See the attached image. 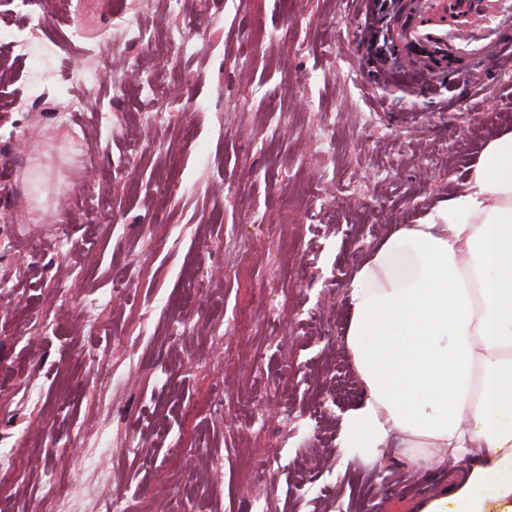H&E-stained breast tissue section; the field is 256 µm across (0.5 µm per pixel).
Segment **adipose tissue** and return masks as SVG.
I'll list each match as a JSON object with an SVG mask.
<instances>
[{"instance_id":"1","label":"adipose tissue","mask_w":512,"mask_h":512,"mask_svg":"<svg viewBox=\"0 0 512 512\" xmlns=\"http://www.w3.org/2000/svg\"><path fill=\"white\" fill-rule=\"evenodd\" d=\"M347 299L363 396L338 448L375 466L396 439L415 466L458 465L421 512H512V131L376 244Z\"/></svg>"}]
</instances>
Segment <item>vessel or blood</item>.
Segmentation results:
<instances>
[{"label": "vessel or blood", "mask_w": 512, "mask_h": 512, "mask_svg": "<svg viewBox=\"0 0 512 512\" xmlns=\"http://www.w3.org/2000/svg\"><path fill=\"white\" fill-rule=\"evenodd\" d=\"M512 30V0H416L400 24L407 50L437 47L451 57L478 61L493 54L512 56L501 41Z\"/></svg>", "instance_id": "vessel-or-blood-1"}]
</instances>
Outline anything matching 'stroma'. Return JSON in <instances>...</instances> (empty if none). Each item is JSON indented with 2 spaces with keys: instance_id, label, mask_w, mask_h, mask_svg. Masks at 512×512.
I'll list each match as a JSON object with an SVG mask.
<instances>
[{
  "instance_id": "obj_1",
  "label": "stroma",
  "mask_w": 512,
  "mask_h": 512,
  "mask_svg": "<svg viewBox=\"0 0 512 512\" xmlns=\"http://www.w3.org/2000/svg\"><path fill=\"white\" fill-rule=\"evenodd\" d=\"M44 9L32 43L55 56L34 75L0 0V448L22 454L0 512H41L51 472L105 512L134 471L133 512H247L259 489L274 512H419L446 470L336 447L361 394L347 282L414 200L451 194L512 130V70L491 57L472 83L408 82L359 46L398 11L363 22L350 0H140L151 46L108 0ZM179 27L191 48L173 60L157 47ZM91 64L67 117L65 70ZM102 436L112 482L95 487Z\"/></svg>"
}]
</instances>
